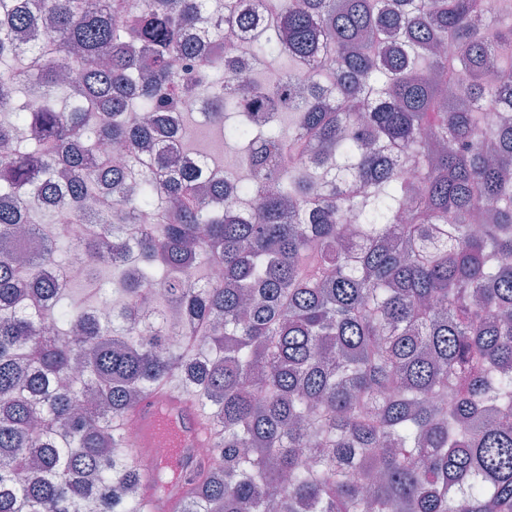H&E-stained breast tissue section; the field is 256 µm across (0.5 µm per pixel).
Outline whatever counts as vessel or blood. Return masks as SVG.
<instances>
[{
  "instance_id": "b4317fda",
  "label": "vessel or blood",
  "mask_w": 512,
  "mask_h": 512,
  "mask_svg": "<svg viewBox=\"0 0 512 512\" xmlns=\"http://www.w3.org/2000/svg\"><path fill=\"white\" fill-rule=\"evenodd\" d=\"M132 420L136 427L133 443L135 470L148 484L166 473L173 476L164 495L150 496L148 512H172L181 492L176 479L199 464L196 450L212 445V427L197 404L173 387L145 397L134 409ZM159 446L166 447V456H146V449Z\"/></svg>"
}]
</instances>
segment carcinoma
<instances>
[{"label":"carcinoma","mask_w":512,"mask_h":512,"mask_svg":"<svg viewBox=\"0 0 512 512\" xmlns=\"http://www.w3.org/2000/svg\"><path fill=\"white\" fill-rule=\"evenodd\" d=\"M196 97L245 177L203 182ZM172 378L215 432L174 512H512L495 0H0V512H142L119 423Z\"/></svg>","instance_id":"carcinoma-1"}]
</instances>
